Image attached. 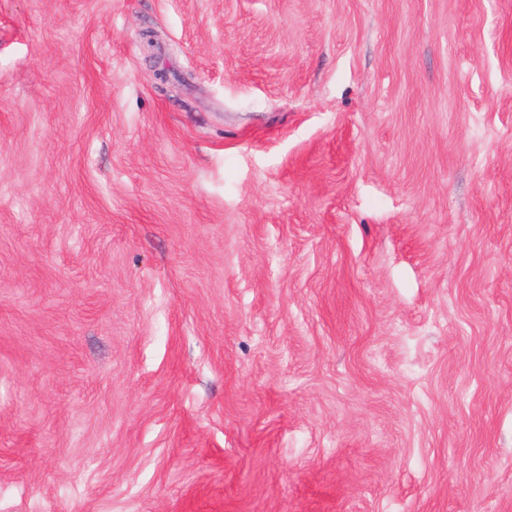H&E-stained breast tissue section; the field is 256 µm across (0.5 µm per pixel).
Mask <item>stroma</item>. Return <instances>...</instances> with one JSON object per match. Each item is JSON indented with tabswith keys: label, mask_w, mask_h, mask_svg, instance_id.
<instances>
[{
	"label": "stroma",
	"mask_w": 512,
	"mask_h": 512,
	"mask_svg": "<svg viewBox=\"0 0 512 512\" xmlns=\"http://www.w3.org/2000/svg\"><path fill=\"white\" fill-rule=\"evenodd\" d=\"M0 512H512V0H0Z\"/></svg>",
	"instance_id": "1"
}]
</instances>
